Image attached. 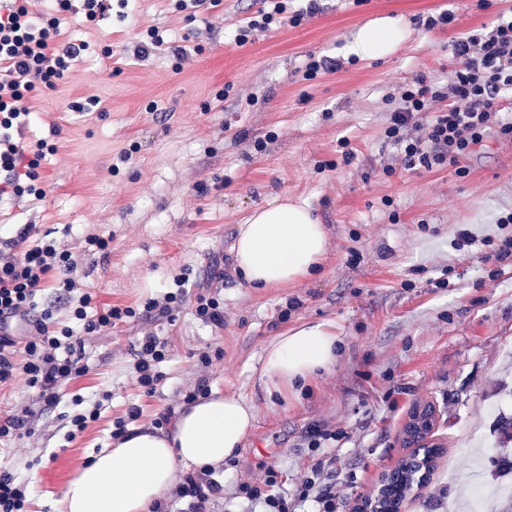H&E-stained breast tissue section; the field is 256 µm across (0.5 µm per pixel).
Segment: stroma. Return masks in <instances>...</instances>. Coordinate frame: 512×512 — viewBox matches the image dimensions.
<instances>
[{
  "label": "stroma",
  "instance_id": "1",
  "mask_svg": "<svg viewBox=\"0 0 512 512\" xmlns=\"http://www.w3.org/2000/svg\"><path fill=\"white\" fill-rule=\"evenodd\" d=\"M295 25L282 16L244 45L236 35L261 0H220L195 16L176 0H114L89 26L74 0L65 29L89 42L68 76L42 94L29 140L58 151L42 163L44 199L0 198V242L24 225L75 244L111 238L108 255L82 256L81 288L95 305L133 308L135 317L84 337L85 374L59 391L57 406L14 382L0 387V416L30 410L31 436L0 440V470L27 482L30 512H55L75 473L112 441L114 423L139 405V428L179 413L199 381L245 398L255 424L224 465V495L213 512H250L241 483L275 474L292 491L314 464L332 460L336 512H356L382 476L409 453L410 410L435 409L428 443L440 446L411 512H448L475 482L512 485L511 476L475 461L512 454L497 430L512 418V261L495 254L512 239V139L485 133L467 172L410 170L385 136L392 98L417 80L447 85L453 41L512 10V0H320ZM455 22L426 29V17ZM381 13L411 20L414 32L395 56L349 61L350 30ZM165 32L183 59L134 51L148 28ZM333 70L304 79L308 59ZM96 105L73 111V102ZM264 142L256 150L255 142ZM306 200L327 235L316 276L287 286L248 287L233 246L254 209L282 196ZM474 237L458 240L460 231ZM224 264L223 280L213 277ZM182 291L171 318L148 317L149 301ZM210 291L224 323L200 320L194 300ZM327 321L341 338L332 369L298 397L258 384L260 355L278 333ZM166 341L171 357L153 395L129 373L131 349L145 334ZM102 400L100 418L81 433L70 419ZM319 425L331 440L308 444Z\"/></svg>",
  "mask_w": 512,
  "mask_h": 512
}]
</instances>
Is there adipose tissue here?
<instances>
[{
	"label": "adipose tissue",
	"mask_w": 512,
	"mask_h": 512,
	"mask_svg": "<svg viewBox=\"0 0 512 512\" xmlns=\"http://www.w3.org/2000/svg\"><path fill=\"white\" fill-rule=\"evenodd\" d=\"M408 36L403 18L383 13L356 26L342 54L360 61L387 58ZM234 251L251 287L284 286L316 273L327 236L306 202L284 196L253 211ZM339 344L327 322L283 331L262 352L260 385L271 394L298 393L310 378L332 367ZM254 419L244 398L215 391L184 407L171 431L130 430L66 484L57 512H151L182 473L216 469L234 458Z\"/></svg>",
	"instance_id": "1"
}]
</instances>
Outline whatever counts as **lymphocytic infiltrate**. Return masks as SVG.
Listing matches in <instances>:
<instances>
[{"instance_id": "f902f5d3", "label": "lymphocytic infiltrate", "mask_w": 512, "mask_h": 512, "mask_svg": "<svg viewBox=\"0 0 512 512\" xmlns=\"http://www.w3.org/2000/svg\"><path fill=\"white\" fill-rule=\"evenodd\" d=\"M71 0H55L51 11L38 14L32 0H8L0 8V196L43 197L39 169L55 144L23 138L34 116L33 102L54 89L69 73L85 46L63 40L60 13L70 11ZM456 66L447 89L417 81L400 94L389 111L385 135L399 146L408 169L460 168L488 130L512 135V123L503 121L501 99L512 91V16L498 15L491 29L466 33L452 46ZM440 110H433L436 101ZM435 111L431 121L425 112ZM33 226L18 230L0 249V385L16 379L37 390L46 405L58 403L57 390L85 372L80 344L68 328L58 327L52 308L36 309V297L48 286L73 291L78 253L57 240L25 243ZM93 296L83 293L73 311L85 333L94 334L134 317L129 307L103 305L88 315ZM137 384L154 394L163 375L157 366L168 355L166 343L143 337L132 349ZM223 484L213 471L187 475L176 495L187 503L182 512H203L218 500Z\"/></svg>"}]
</instances>
